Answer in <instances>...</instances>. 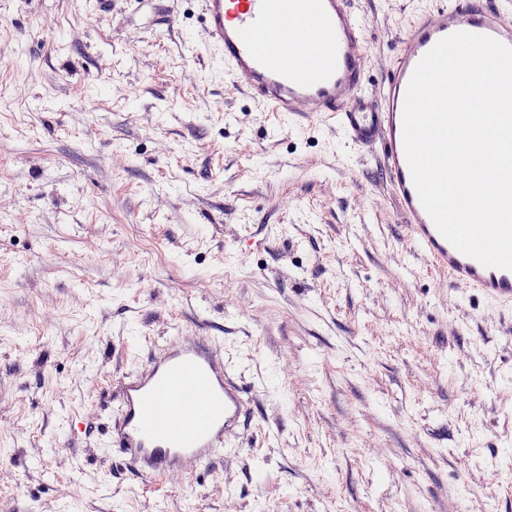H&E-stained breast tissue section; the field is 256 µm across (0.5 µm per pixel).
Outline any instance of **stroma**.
<instances>
[{
  "mask_svg": "<svg viewBox=\"0 0 512 512\" xmlns=\"http://www.w3.org/2000/svg\"><path fill=\"white\" fill-rule=\"evenodd\" d=\"M421 0H355L378 90ZM200 0H0V512H512V309L436 275L377 155L264 111ZM250 399L137 474L113 396L167 341Z\"/></svg>",
  "mask_w": 512,
  "mask_h": 512,
  "instance_id": "obj_1",
  "label": "stroma"
}]
</instances>
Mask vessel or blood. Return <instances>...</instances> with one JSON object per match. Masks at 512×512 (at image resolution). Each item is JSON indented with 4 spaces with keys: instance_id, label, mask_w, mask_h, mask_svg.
<instances>
[{
    "instance_id": "obj_1",
    "label": "vessel or blood",
    "mask_w": 512,
    "mask_h": 512,
    "mask_svg": "<svg viewBox=\"0 0 512 512\" xmlns=\"http://www.w3.org/2000/svg\"><path fill=\"white\" fill-rule=\"evenodd\" d=\"M203 42L224 76L271 111L313 112L352 146L376 152L411 242L450 283L512 309V270L482 265L449 243L423 207L407 162L403 106L413 72L438 41L456 33L512 47V0H431L415 12L379 96L365 91L366 47L354 0H202ZM112 442L133 469L160 477L208 466L238 436L250 402L214 345L192 340L156 348L117 395Z\"/></svg>"
}]
</instances>
